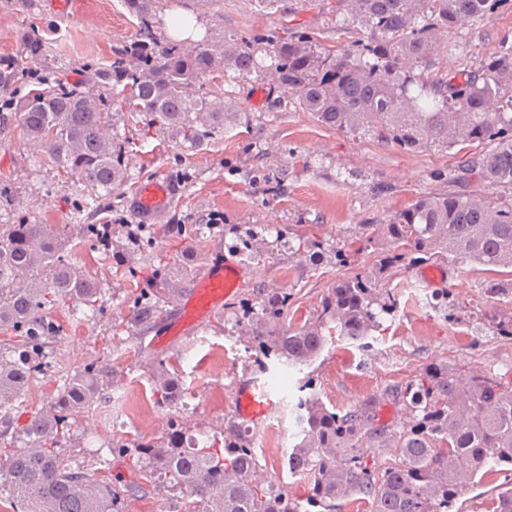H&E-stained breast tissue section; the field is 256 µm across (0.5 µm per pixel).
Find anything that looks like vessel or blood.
<instances>
[{
  "mask_svg": "<svg viewBox=\"0 0 512 512\" xmlns=\"http://www.w3.org/2000/svg\"><path fill=\"white\" fill-rule=\"evenodd\" d=\"M176 193L174 184L157 176L141 183L129 206L136 219L145 224H155L168 210ZM247 274L248 269L237 254L217 250L205 263L193 288L179 295L175 311L166 322L162 342L193 335L202 323L223 308ZM234 404L240 418L253 422L270 416L279 407L278 400L265 389L254 373L238 381Z\"/></svg>",
  "mask_w": 512,
  "mask_h": 512,
  "instance_id": "1",
  "label": "vessel or blood"
}]
</instances>
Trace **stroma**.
I'll list each match as a JSON object with an SVG mask.
<instances>
[{
	"mask_svg": "<svg viewBox=\"0 0 512 512\" xmlns=\"http://www.w3.org/2000/svg\"><path fill=\"white\" fill-rule=\"evenodd\" d=\"M53 2L36 0L37 12L58 26L62 37L53 53L68 64L71 78L80 77L84 63L107 60L113 46L134 33L121 0H79L78 9L68 14L56 12ZM335 4L336 0H288V10L282 13L259 6L256 0H224L222 16L200 15V29L283 37L304 29L325 47L341 46L350 36L336 23ZM505 42L512 44V8L462 26L441 45L440 55L449 69H473ZM223 88L247 122L215 137L199 152L181 150L166 135L144 133L140 120L130 117L126 107H112L115 123L133 145V178L123 189L124 197L156 176L170 178L180 188L154 237L155 252L165 258L178 259L188 252L205 257L231 245L220 235L203 243L176 238L171 230L175 224L215 218L222 224L262 225L272 232L313 224L331 246L340 247L360 234L366 219L400 210L419 194H468L480 188L478 182L459 181L453 153H408L338 132L299 108L272 107L281 94L272 74L240 77ZM0 182L7 189L8 213L72 234L73 204L83 193L82 185L39 163L36 149L15 124L0 129ZM71 257L102 282L101 310L91 318L73 306L52 311L62 338L53 344L48 371L30 383L25 404L32 412L46 410L58 375L96 364L109 382L108 394L115 397L112 413L104 415L96 406L77 417L67 454L77 466L95 468L103 481L139 486V493L125 501L124 512H186V498L148 480L128 456L114 450L102 458L97 448L115 441L131 445L158 440L173 421L194 435L219 434L225 422L236 417L235 386L251 368L243 335L225 308L184 342L156 347L153 338L162 324L143 333L124 323L128 299L146 287L148 274L125 276L116 257L95 246L75 250ZM374 261L373 253L366 251L351 255L347 265L327 259L314 270L286 250H273L250 260L253 276L243 289H287L292 295L289 318L300 323L315 314L334 281L370 269ZM422 272L417 265L386 282L399 305L375 331L371 349L335 335L310 365L290 370L270 365L262 379L279 408L251 426L259 473L280 480L293 496L309 492L308 479L290 474L275 450L277 442L290 439L294 432L289 406L299 397L305 379H312L327 407L339 410L404 384L436 361L462 372L485 371L512 386V338L494 335L492 328L496 322H512V294L489 296L484 284L491 274L479 265L447 268V278L437 289L422 282ZM438 290L447 292L446 303H431ZM151 357L173 366L185 389L195 393L190 411L175 415L158 407L147 368ZM510 482L507 472L487 471L461 493L457 512H492L497 492Z\"/></svg>",
	"mask_w": 512,
	"mask_h": 512,
	"instance_id": "35a3bbf8",
	"label": "stroma"
}]
</instances>
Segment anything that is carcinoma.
Masks as SVG:
<instances>
[{"instance_id": "cac0c4a2", "label": "carcinoma", "mask_w": 512, "mask_h": 512, "mask_svg": "<svg viewBox=\"0 0 512 512\" xmlns=\"http://www.w3.org/2000/svg\"><path fill=\"white\" fill-rule=\"evenodd\" d=\"M163 0H122L134 35L112 47L109 60L86 63L78 80L50 59L57 28L30 22L17 56L0 55V125L19 123L41 161L79 182L83 208L94 209L132 180L129 140L107 128L112 96L147 129L183 149L199 150L241 124V114L215 94V79L261 75L271 69L299 108L327 127L405 151H456L460 169L491 187H512V45L474 70L442 66L443 39L508 0H336V20L357 34L347 46L327 49L307 34L269 38L239 32L208 35L190 47L159 32ZM29 87L22 92L23 87ZM484 146L468 153L473 144ZM71 248L104 242L126 259L134 278L145 267L150 287L135 294L126 323L148 330L196 273L194 260L172 264L153 250L152 224H135L112 239L107 224H76ZM198 240L231 234L248 259L262 252L261 225L182 224ZM357 251L378 262L364 273L336 280L316 315L286 323L292 294L258 288L233 307L235 325L251 338L253 366L269 361L297 367L321 353L326 333L360 342L395 313V294L376 288L395 270L417 263L512 269V206L488 194H423L407 207L363 224ZM274 243L316 267L330 251L313 234L277 233ZM69 248V249H71ZM66 241L48 224L24 216L0 224V491L15 512H123L138 486L116 487L93 471L73 466L64 451L76 417L101 400L102 371L88 364L58 377L49 410L29 412L22 397L30 380L50 364L58 335L47 317L59 305L97 311L99 280L69 257ZM157 403L169 405L183 390L166 362L151 361ZM291 412L296 432L288 471L310 481L304 499L254 477L258 466L248 430L224 424L216 438L185 442L172 424L157 441L115 444L143 472L188 495L187 512H336L337 502L362 495L373 512H453L462 490L488 467L512 471V386L482 371L463 375L440 362L407 383L344 410L329 409L309 379ZM392 405L400 422L382 423ZM395 464L381 467L387 453ZM493 512H512V487L500 491Z\"/></svg>"}]
</instances>
